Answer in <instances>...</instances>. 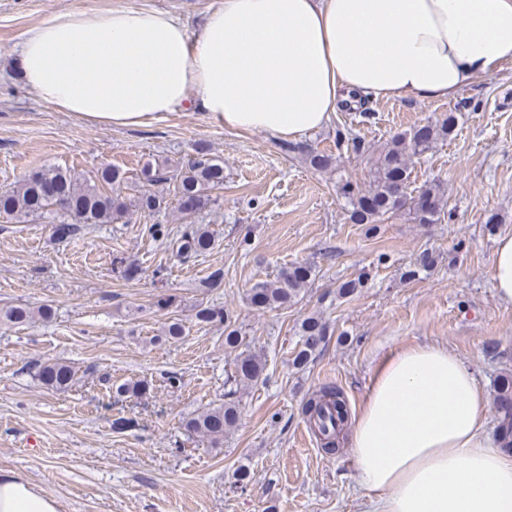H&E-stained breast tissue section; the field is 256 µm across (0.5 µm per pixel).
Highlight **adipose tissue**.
<instances>
[{
  "mask_svg": "<svg viewBox=\"0 0 512 512\" xmlns=\"http://www.w3.org/2000/svg\"><path fill=\"white\" fill-rule=\"evenodd\" d=\"M512 61V0H222L198 33L170 14L65 12L17 60L55 109L134 129L190 104L233 131L302 141L344 103L447 99ZM491 401L447 347L392 352L351 424L367 512H512V462ZM0 472V512H60Z\"/></svg>",
  "mask_w": 512,
  "mask_h": 512,
  "instance_id": "ef3b65f1",
  "label": "adipose tissue"
}]
</instances>
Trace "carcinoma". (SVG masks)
Masks as SVG:
<instances>
[{"label":"carcinoma","mask_w":512,"mask_h":512,"mask_svg":"<svg viewBox=\"0 0 512 512\" xmlns=\"http://www.w3.org/2000/svg\"><path fill=\"white\" fill-rule=\"evenodd\" d=\"M456 117L440 122L428 121L409 131L396 135L380 152L373 169L368 189L362 190L346 180L339 187L346 201L349 220L354 224H368L370 230L385 218L399 212L414 224H438L445 217L446 202L440 187L427 185L417 193L408 191L414 168V158L427 152L439 139L450 137ZM174 184L176 212L182 221H188L212 203L210 192L224 185V162L208 155L205 149L188 159L175 171L162 165L145 164L140 170L137 185L129 184L126 172L105 166L87 177L71 168L47 167L31 172L19 185L0 193V214L20 222L39 217L47 212L60 214L53 226V236L59 240L76 234L81 224H114L134 214L154 215L169 208V188ZM214 243L213 233L205 226L190 224L174 240L176 254L185 260L209 251ZM311 277V268L292 265L281 271L272 281H260L249 290L248 300L259 311L287 306L300 296ZM195 317L200 322L224 323V344L232 349L243 345L240 330L222 308L198 306ZM24 324L33 319V311L14 306L0 311V320ZM327 335V326L321 318L309 316L300 325L301 348L293 364L308 362L319 350ZM264 371L258 356L243 350L237 356L234 372L226 379L230 385L227 395L233 396L242 387L257 382ZM35 376L45 386L65 391L77 380V370L65 361H45L35 365ZM496 412L495 437L497 445L506 454H512V373L501 374L494 385ZM309 426L327 451L336 447V438L348 415L341 391L333 384L322 387L302 408ZM238 406L234 400L188 418L185 430L206 438L217 446L224 433L236 426Z\"/></svg>","instance_id":"carcinoma-1"}]
</instances>
